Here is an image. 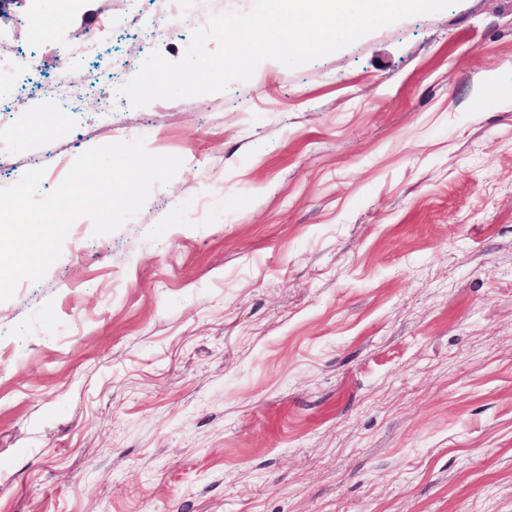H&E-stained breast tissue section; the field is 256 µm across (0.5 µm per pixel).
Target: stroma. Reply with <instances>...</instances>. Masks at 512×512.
I'll list each match as a JSON object with an SVG mask.
<instances>
[{
    "label": "stroma",
    "mask_w": 512,
    "mask_h": 512,
    "mask_svg": "<svg viewBox=\"0 0 512 512\" xmlns=\"http://www.w3.org/2000/svg\"><path fill=\"white\" fill-rule=\"evenodd\" d=\"M252 6L77 0L45 33L0 6V53L41 61L0 83V188L137 138L183 160L0 302V512H512V0L113 96L116 61ZM60 76L67 110L35 93Z\"/></svg>",
    "instance_id": "1"
}]
</instances>
